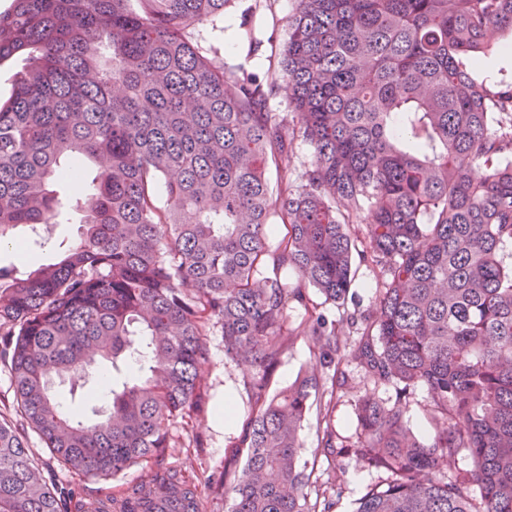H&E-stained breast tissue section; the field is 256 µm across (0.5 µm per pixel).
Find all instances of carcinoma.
I'll list each match as a JSON object with an SVG mask.
<instances>
[{"label":"carcinoma","instance_id":"1","mask_svg":"<svg viewBox=\"0 0 512 512\" xmlns=\"http://www.w3.org/2000/svg\"><path fill=\"white\" fill-rule=\"evenodd\" d=\"M229 2L12 0L0 12V63L29 62L0 102V244L60 223L69 199L51 183L70 178L65 161L98 165L86 232L62 261L0 266V358L26 427L85 474L164 456L169 421L204 397L203 336L218 324L225 354L255 370L231 451L245 464L221 484L228 512H332L321 494L310 501L299 464L322 377L267 387L288 301L314 288L345 303L357 219L381 288L373 312L350 317L361 323L351 357L378 382L425 387L435 435L419 441L398 403L361 401L353 453L393 478L354 512H512V82L475 74L486 33L512 36V0H296L264 83L216 64L195 35ZM281 79L290 120L269 110ZM291 130L313 148L299 175ZM273 218L286 230L275 246ZM308 330L344 385L336 326L314 312ZM133 359L141 375L112 389V415L89 423L56 400L70 378ZM318 425L334 454L328 402ZM463 451L471 467L439 476L437 462ZM172 498L200 512L199 485L170 468L109 507L74 510L153 512ZM59 501L25 433L0 421V512H61Z\"/></svg>","mask_w":512,"mask_h":512}]
</instances>
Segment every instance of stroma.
<instances>
[{"label": "stroma", "instance_id": "stroma-1", "mask_svg": "<svg viewBox=\"0 0 512 512\" xmlns=\"http://www.w3.org/2000/svg\"><path fill=\"white\" fill-rule=\"evenodd\" d=\"M295 10V0H231L224 9V28L209 32L208 37L217 47V63L225 68H242L247 72H263L270 59L279 55L288 38V20ZM254 30L263 40L258 54L248 52L246 30ZM84 226L79 212H70L62 223L54 225L52 235L44 245L30 244L25 229H17L16 241L27 244L30 261L18 262L10 248L0 249V266L19 265L21 270L31 271L41 265L58 262L64 251L79 240ZM355 283L344 307L324 303L316 290H309L307 303L290 302L286 323L290 334L287 346L272 376V389L291 384L299 373L318 367L321 342L318 337L304 332L308 306L323 308L324 312L341 322L344 312H369L377 302L378 280L362 260H354ZM208 361L201 372V385L207 399L200 412L192 417L171 420L167 426L173 443L162 461H149L121 472L116 477L103 478L75 473L62 466L44 448L38 435L27 432L29 448L40 457L45 481L61 494L67 502L103 499L121 494L135 483L146 480L159 466L182 471L194 480L201 490V512H226L223 494L216 486L224 475L225 466L241 470V462H229L228 451L240 436L243 422L251 408L246 384L254 374L248 364L232 359L224 353V335L220 327L209 328L205 338ZM343 368L347 383L332 387V372L321 369L322 387L313 395V403L332 402L336 435L343 450L336 456L325 457L320 448V436L316 412H309L301 431L303 447L300 460L312 469L320 479L335 478L333 497L335 512H353L357 500L369 489L385 483L390 474L385 469L368 465L351 453L349 446L358 436L357 408L361 400L373 399L385 405L401 403L404 419L413 431L423 439H431L434 426L431 421V400L426 388L414 386L406 393H399L396 386L375 381L356 361L345 362ZM235 397L236 423L224 428L216 425L214 412L224 401L225 392Z\"/></svg>", "mask_w": 512, "mask_h": 512}]
</instances>
